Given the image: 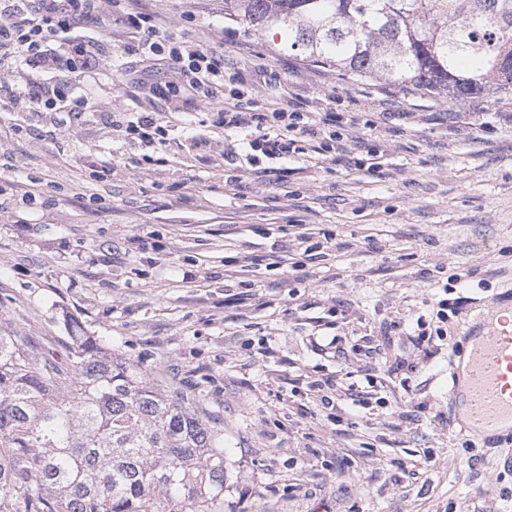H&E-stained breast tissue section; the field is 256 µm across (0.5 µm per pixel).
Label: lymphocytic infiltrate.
Instances as JSON below:
<instances>
[{"instance_id": "lymphocytic-infiltrate-1", "label": "lymphocytic infiltrate", "mask_w": 512, "mask_h": 512, "mask_svg": "<svg viewBox=\"0 0 512 512\" xmlns=\"http://www.w3.org/2000/svg\"><path fill=\"white\" fill-rule=\"evenodd\" d=\"M118 0H0V74H14L21 87L14 101L32 112L56 109L69 101L67 114L74 119L88 116L85 101L67 98L47 74L68 70L77 76L93 77L99 68L100 51L94 37L83 34L90 23H100L102 6ZM125 24L138 39L132 50L142 63L162 61L176 69L180 82L154 88L165 102L200 93L214 105L218 122L243 133L241 147L268 157L314 151V140L334 127L332 112L289 111L276 104L260 112L237 92L224 91V59L199 45L165 43L157 39L148 16L128 12ZM279 126L280 134L268 137L265 129Z\"/></svg>"}]
</instances>
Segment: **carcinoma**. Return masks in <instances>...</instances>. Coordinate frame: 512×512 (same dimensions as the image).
I'll return each mask as SVG.
<instances>
[{
  "label": "carcinoma",
  "instance_id": "carcinoma-1",
  "mask_svg": "<svg viewBox=\"0 0 512 512\" xmlns=\"http://www.w3.org/2000/svg\"><path fill=\"white\" fill-rule=\"evenodd\" d=\"M246 38L275 28L347 83L512 100V0H224ZM0 324V512H208L224 434L91 336L71 371Z\"/></svg>",
  "mask_w": 512,
  "mask_h": 512
}]
</instances>
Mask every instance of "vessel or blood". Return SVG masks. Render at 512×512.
I'll list each match as a JSON object with an SVG mask.
<instances>
[{
    "label": "vessel or blood",
    "instance_id": "b4317fda",
    "mask_svg": "<svg viewBox=\"0 0 512 512\" xmlns=\"http://www.w3.org/2000/svg\"><path fill=\"white\" fill-rule=\"evenodd\" d=\"M461 341L468 356L455 387L465 405L463 429L512 436V307L480 334H462Z\"/></svg>",
    "mask_w": 512,
    "mask_h": 512
}]
</instances>
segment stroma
<instances>
[{"instance_id": "1", "label": "stroma", "mask_w": 512, "mask_h": 512, "mask_svg": "<svg viewBox=\"0 0 512 512\" xmlns=\"http://www.w3.org/2000/svg\"><path fill=\"white\" fill-rule=\"evenodd\" d=\"M139 6L161 38L222 55L227 88L257 108L335 113L341 140L231 163L238 130L201 97L169 112L129 81L122 26L89 27L100 73L56 79L92 121L28 112L0 81V322L45 337L41 355L63 365L81 326L201 398L224 431V499L209 512H512V441L462 434L459 358L412 342L439 300L452 340L512 298V100L342 83L270 32L225 26L224 0ZM127 110L164 127L151 155L113 128ZM336 336L344 353L316 351ZM362 337L379 353L354 350ZM346 375L365 409L309 389Z\"/></svg>"}]
</instances>
